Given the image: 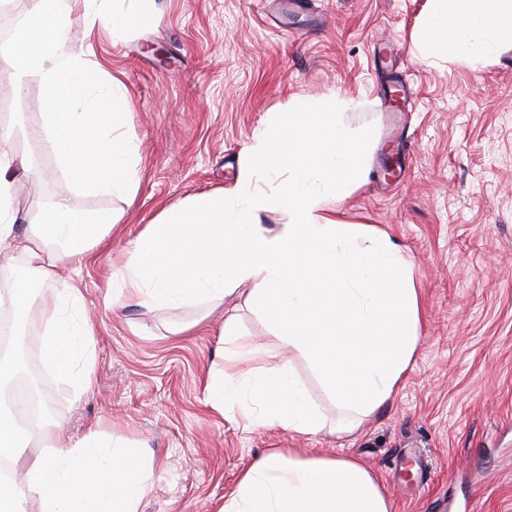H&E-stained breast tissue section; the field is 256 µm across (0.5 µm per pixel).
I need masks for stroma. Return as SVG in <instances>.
Masks as SVG:
<instances>
[{
	"label": "stroma",
	"instance_id": "obj_1",
	"mask_svg": "<svg viewBox=\"0 0 512 512\" xmlns=\"http://www.w3.org/2000/svg\"><path fill=\"white\" fill-rule=\"evenodd\" d=\"M93 59L124 85L125 125L138 141L133 203L76 189L74 213H121L78 268L84 314L97 329L95 382L57 391L44 325L50 297L26 325L65 436L99 422L135 449L150 492L140 512H219L267 449L301 458L353 457L372 469L391 512H512V40L481 57H452L418 41L438 0H154L123 38L89 29L80 0H58ZM339 97L341 123L374 126L362 175L343 198L323 199L341 224L387 237L411 262L420 341L394 400L350 435L312 362L273 337L244 291L222 304L106 308L131 248L163 211L201 194L232 197L247 149L276 113ZM11 109V148L44 172L16 206L46 212L65 176L42 139L45 85L16 86L0 59V103ZM290 365L327 418L316 434L244 428L205 402L211 370L233 350L219 330Z\"/></svg>",
	"mask_w": 512,
	"mask_h": 512
}]
</instances>
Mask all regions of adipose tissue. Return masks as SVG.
Here are the masks:
<instances>
[{"mask_svg":"<svg viewBox=\"0 0 512 512\" xmlns=\"http://www.w3.org/2000/svg\"><path fill=\"white\" fill-rule=\"evenodd\" d=\"M108 2L83 0L91 25L104 26L115 37L153 10V0H129L128 8L115 10ZM418 38L443 45L452 55H483L492 43L512 39V0H453L439 20L421 26ZM0 56L11 60L16 80L32 72L43 75L48 110L42 135L68 189L133 200L139 189L138 146L125 128V90L89 60L55 0H31L14 39L0 43ZM25 166L24 158L0 147V256L18 254L26 260L25 275L0 290V307L23 318L31 277L53 282L58 314L45 328L47 357L60 375V392L85 391L95 381V327L81 314L79 285L59 278L109 236L118 218L109 214L95 224L76 223L64 193L54 203L52 224L38 223L17 235L13 188L17 170ZM222 334L236 344L243 367L212 377L210 408L221 413L240 407L249 428L279 426L301 434L322 428L321 411L308 401L287 363L271 362L240 340L233 322H225ZM62 428L50 420L31 434L0 405V450L28 447L35 438L51 447ZM149 490L141 461L128 448L108 447L99 423L93 422L80 437L31 465L22 479L1 483L0 512H28L35 498L40 512H139ZM223 512H391V504L377 476L354 458L301 459L272 448L242 474Z\"/></svg>","mask_w":512,"mask_h":512,"instance_id":"obj_1","label":"adipose tissue"}]
</instances>
